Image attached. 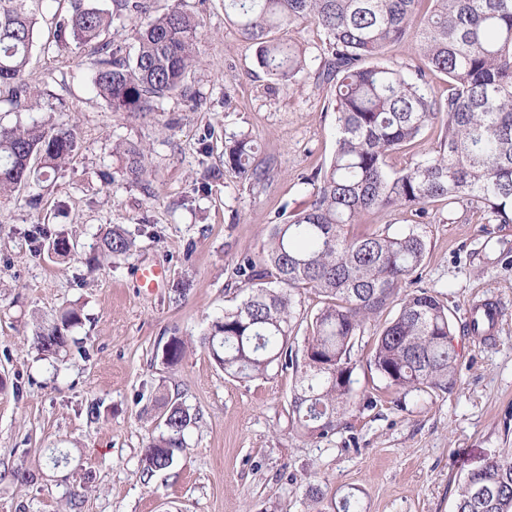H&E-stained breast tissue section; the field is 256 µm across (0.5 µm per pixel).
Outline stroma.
<instances>
[{
  "label": "stroma",
  "instance_id": "obj_1",
  "mask_svg": "<svg viewBox=\"0 0 512 512\" xmlns=\"http://www.w3.org/2000/svg\"><path fill=\"white\" fill-rule=\"evenodd\" d=\"M200 22L186 94L158 111L115 112L93 88L72 40L55 41L58 0H44L27 80L31 106L0 104V125L67 122L78 155L40 185L0 201V512H334L359 495L363 512H454L468 471L512 448V223L476 202H434L426 215L370 213L355 235L416 227L427 254L418 287L439 293L455 327L469 305L500 303L491 344L456 334L459 380L449 392L386 388L369 367L378 324L353 349L351 402L336 433L300 434L288 414L295 374L272 370L241 382L219 369L202 340L212 319L242 298L234 269L263 264L279 214L304 208L312 177L336 148V112L318 74L325 36L312 23L288 30L308 67L294 87L270 79L256 48L224 14V0H155ZM245 137L272 161L268 184L251 188L224 164V146ZM145 150L148 176L132 181L114 147ZM39 194L31 206L30 194ZM65 230L68 258L34 251L29 233ZM135 239L102 255L113 227ZM166 268L154 289L139 268ZM82 310L76 346L38 353V323ZM186 343L167 363L169 337ZM192 421L173 465L145 475L142 456L162 431L164 398ZM68 452L52 467L53 452ZM325 497L313 502L310 486Z\"/></svg>",
  "mask_w": 512,
  "mask_h": 512
}]
</instances>
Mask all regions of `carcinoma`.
Instances as JSON below:
<instances>
[{"instance_id": "obj_1", "label": "carcinoma", "mask_w": 512, "mask_h": 512, "mask_svg": "<svg viewBox=\"0 0 512 512\" xmlns=\"http://www.w3.org/2000/svg\"><path fill=\"white\" fill-rule=\"evenodd\" d=\"M44 0H0V91L22 106L34 92L25 71L34 44L37 13ZM137 23L138 49L121 57L101 41L111 16L89 0H69L55 25L58 40L93 48L92 82L114 112L156 111L187 91L200 23L177 7L157 15L152 0H116ZM225 0L241 34L257 45V62L270 79L291 85L307 67L306 52L280 32L311 22L326 35L330 56L322 77L336 110V150L313 180L312 200L283 224L271 227L265 267L243 258L235 275L244 284L239 304L215 317L204 337L210 356L225 374L243 381L274 368L295 371L289 403L292 423L303 434L327 437L350 403L356 362L352 351L367 323L392 306L396 314L375 338L369 366L399 391H449L458 380L455 329L448 307L428 289L410 293L426 257L423 235L410 227L356 237L346 228L370 212L415 208L463 198L480 203L502 224L512 223V0ZM409 37L427 62L409 79L381 61L385 49ZM448 77L444 99L430 88L426 72ZM443 127L439 144L401 170L386 159L432 124ZM74 130L34 121L0 127V195L28 185L39 167L48 177L77 155ZM246 137L225 148L224 164L249 186L269 177L268 163L253 161ZM128 175L143 180V149L117 146ZM66 258L67 233L36 228L31 242ZM134 240L113 228L101 237L107 255L127 254ZM313 289L324 305L309 319L302 352L293 349L300 329L301 291ZM82 323L69 308L33 336L43 355L57 357L69 346L70 329ZM186 349L172 337L163 355L178 362ZM164 432L144 452L143 472L168 468L183 448L191 422L182 403L163 401ZM455 512H512V452L504 451L470 470L461 483Z\"/></svg>"}]
</instances>
